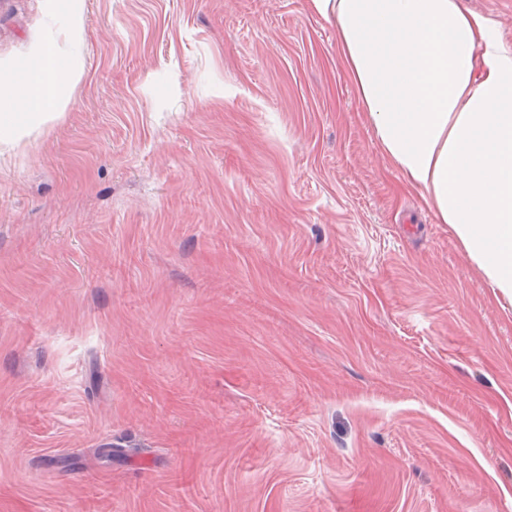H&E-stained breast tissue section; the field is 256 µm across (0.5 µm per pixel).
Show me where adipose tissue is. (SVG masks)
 <instances>
[{
  "label": "adipose tissue",
  "mask_w": 512,
  "mask_h": 512,
  "mask_svg": "<svg viewBox=\"0 0 512 512\" xmlns=\"http://www.w3.org/2000/svg\"><path fill=\"white\" fill-rule=\"evenodd\" d=\"M403 188L512 297V47L465 0H311ZM83 75L56 40L0 72V145L58 119Z\"/></svg>",
  "instance_id": "1"
}]
</instances>
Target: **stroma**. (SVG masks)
<instances>
[{"label": "stroma", "instance_id": "obj_1", "mask_svg": "<svg viewBox=\"0 0 512 512\" xmlns=\"http://www.w3.org/2000/svg\"><path fill=\"white\" fill-rule=\"evenodd\" d=\"M60 26L0 0V69ZM75 54L0 152V512H512V302L401 189L335 22L87 0Z\"/></svg>", "mask_w": 512, "mask_h": 512}]
</instances>
